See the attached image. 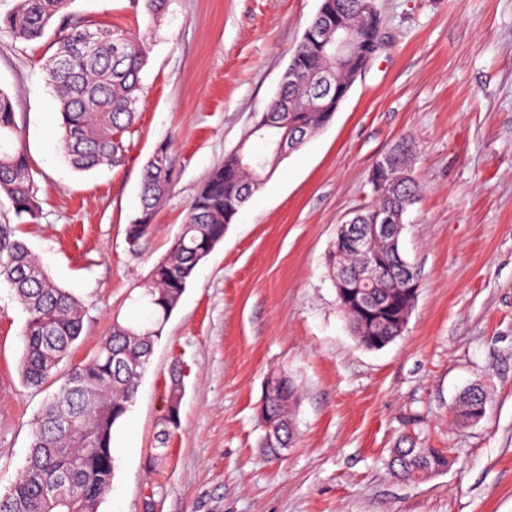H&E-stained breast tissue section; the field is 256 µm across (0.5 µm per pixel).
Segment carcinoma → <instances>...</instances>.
I'll use <instances>...</instances> for the list:
<instances>
[{"mask_svg":"<svg viewBox=\"0 0 512 512\" xmlns=\"http://www.w3.org/2000/svg\"><path fill=\"white\" fill-rule=\"evenodd\" d=\"M70 3L16 0L13 10L0 16V34L29 42L56 26V49L44 61L43 71L58 101L65 156L74 169L89 171L122 159V137L135 120L148 51L137 35L72 13L68 11ZM364 3L322 0L292 51L294 77L282 82L256 123L286 121L288 129H300L306 136L329 123L347 96L353 76L371 58L378 38L379 17L367 13ZM338 26L351 31L356 41L355 51L344 56L336 55ZM91 32L99 40L94 53L83 48ZM323 74L331 75L329 84L317 85L311 80ZM20 133L13 98L0 88V193L10 200L17 217L33 219L39 201ZM249 136L264 141L260 160L251 163L244 144L224 157V163L210 172L191 200L168 255L155 264L141 284L149 318L138 323H114L93 357L72 369L43 405L21 477L0 495V512H98L100 501L112 487L113 428L134 402L155 341L162 336L165 322L196 268L205 260V250L224 239L228 224L281 162L266 137L259 132ZM411 153V140L403 137L390 150L391 165H373L369 177L373 201L355 212L358 223L375 224L378 216L388 212L395 214V223H403L405 213L419 196V185L409 168ZM172 181L168 150L161 146L143 169L141 210L125 229L130 246L138 247L151 233L154 213ZM399 239L394 234L372 240L362 253L346 247L337 261L352 278L367 261L380 262L387 273L371 292L380 299H393L399 291V274L409 267L400 253ZM0 278L14 288L27 314L21 373L26 385L39 387L54 376L78 340L83 327L82 303L50 280L8 224H0ZM341 311L355 337H360L365 328L357 306L345 302ZM402 332L390 315L371 327L378 342L392 341ZM183 378L180 367L171 369L167 407L157 435L161 451L154 455L155 462L165 455L171 434L180 427ZM295 400L296 388L287 377L263 389L259 412L265 428L263 447L274 457L292 443L290 407ZM484 403L483 389L471 388L460 400L457 417L464 418ZM390 466L396 477L413 481L446 468L448 457L437 448L404 436L392 451Z\"/></svg>","mask_w":512,"mask_h":512,"instance_id":"1","label":"carcinoma"}]
</instances>
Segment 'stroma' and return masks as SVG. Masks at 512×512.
Instances as JSON below:
<instances>
[{"label":"stroma","mask_w":512,"mask_h":512,"mask_svg":"<svg viewBox=\"0 0 512 512\" xmlns=\"http://www.w3.org/2000/svg\"><path fill=\"white\" fill-rule=\"evenodd\" d=\"M321 0H73L70 9L144 37L136 119L120 163L79 172L59 144L41 68L54 34H0V88L14 98L40 200L16 226L50 279L77 296L83 330L53 379L23 383L26 313L0 279V494L19 478L33 423L113 322L143 320L140 283L164 258L193 196L274 97ZM381 46L331 123L284 159L196 269L112 436L99 512H512V0H375ZM423 186L400 240L418 279L404 332L360 347L336 304L327 253L368 204L374 162L401 136ZM167 146L174 181L130 250L143 168ZM181 364V426L152 464L169 371ZM298 390L296 440L260 446L269 373ZM486 392L477 422L453 409ZM447 452L418 482L391 475L401 435Z\"/></svg>","instance_id":"obj_1"}]
</instances>
